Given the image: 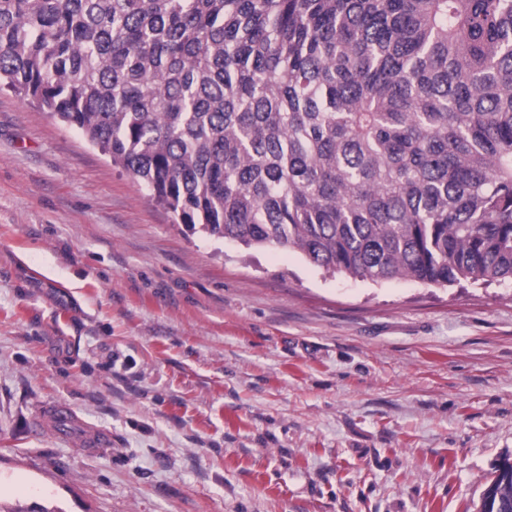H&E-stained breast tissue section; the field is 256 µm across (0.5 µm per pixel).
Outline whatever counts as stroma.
Masks as SVG:
<instances>
[{"mask_svg":"<svg viewBox=\"0 0 512 512\" xmlns=\"http://www.w3.org/2000/svg\"><path fill=\"white\" fill-rule=\"evenodd\" d=\"M109 432L90 455L42 408ZM512 460V284L329 277L189 231L0 91L5 512H478Z\"/></svg>","mask_w":512,"mask_h":512,"instance_id":"obj_1","label":"stroma"}]
</instances>
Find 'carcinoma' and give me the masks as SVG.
<instances>
[{
	"mask_svg": "<svg viewBox=\"0 0 512 512\" xmlns=\"http://www.w3.org/2000/svg\"><path fill=\"white\" fill-rule=\"evenodd\" d=\"M2 81L193 232L512 282V0H0Z\"/></svg>",
	"mask_w": 512,
	"mask_h": 512,
	"instance_id": "obj_1",
	"label": "carcinoma"
}]
</instances>
